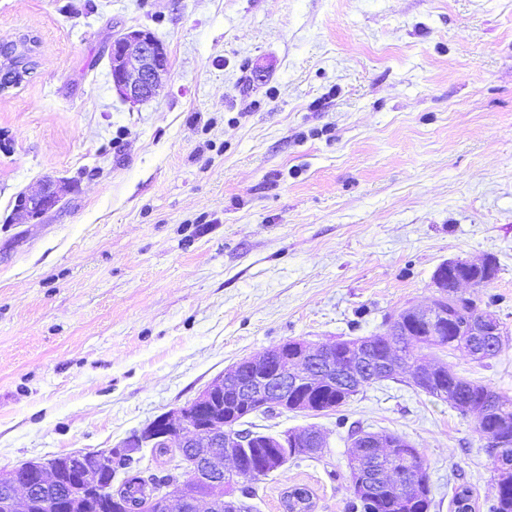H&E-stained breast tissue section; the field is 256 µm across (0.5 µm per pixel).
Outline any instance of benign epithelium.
I'll return each mask as SVG.
<instances>
[{"label": "benign epithelium", "instance_id": "1", "mask_svg": "<svg viewBox=\"0 0 512 512\" xmlns=\"http://www.w3.org/2000/svg\"><path fill=\"white\" fill-rule=\"evenodd\" d=\"M169 60L164 45L149 30H130L112 43L110 72L112 86L125 101L136 104L155 97L168 72ZM62 196L60 186L48 180L43 188L19 198L17 212L27 220H35L58 206ZM440 309L432 305L413 308L414 325L424 324L430 335H437L436 323ZM334 344H310L298 341L293 345L281 344L260 355L245 358L237 366L250 375L236 404L257 412L285 413L294 395L325 380L322 360L332 359ZM385 370L382 363L367 357L350 359L345 369L348 377L377 375ZM233 384L229 375L216 377L193 400L164 413L133 431L117 449L106 457L134 455L142 448H164L178 441L191 468H203L207 475L206 490L189 492L179 483L171 485L162 496L146 494L137 512H199V503L207 501V512H236L239 504L232 497L229 473L248 478H260L269 466L264 462L247 466L243 461L249 439L240 436L238 426L243 419L240 411L224 403V387ZM277 442L283 448L326 447L323 433L287 430L278 434ZM79 469L83 457L74 455L25 463V472L12 470L0 475V485L16 504L29 501L38 487L46 481L58 480L62 466Z\"/></svg>", "mask_w": 512, "mask_h": 512}]
</instances>
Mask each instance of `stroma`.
<instances>
[{
	"label": "stroma",
	"mask_w": 512,
	"mask_h": 512,
	"mask_svg": "<svg viewBox=\"0 0 512 512\" xmlns=\"http://www.w3.org/2000/svg\"><path fill=\"white\" fill-rule=\"evenodd\" d=\"M150 29L164 88L132 105L110 50ZM39 40L0 94V472L118 447L246 357L370 336L430 306L449 259L512 333V0H0V42ZM53 180L42 218L17 197ZM421 359L512 395V340ZM313 426L322 457L253 481L245 512H350V432L418 449L431 512L496 495L488 439L447 401L384 380Z\"/></svg>",
	"instance_id": "35a3bbf8"
}]
</instances>
